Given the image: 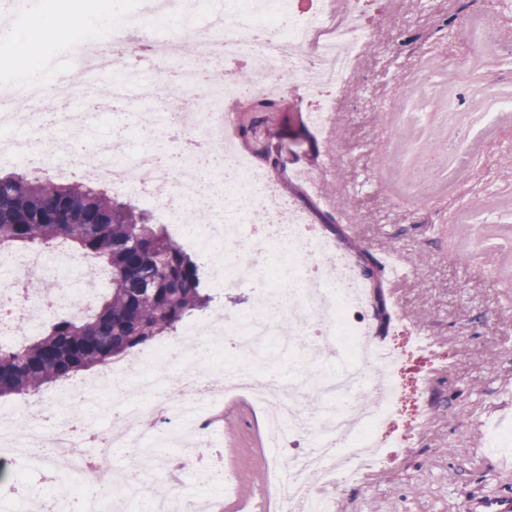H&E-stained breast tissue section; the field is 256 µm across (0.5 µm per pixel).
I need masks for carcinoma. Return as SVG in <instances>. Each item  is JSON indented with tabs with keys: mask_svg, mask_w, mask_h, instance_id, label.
I'll list each match as a JSON object with an SVG mask.
<instances>
[{
	"mask_svg": "<svg viewBox=\"0 0 512 512\" xmlns=\"http://www.w3.org/2000/svg\"><path fill=\"white\" fill-rule=\"evenodd\" d=\"M67 245L93 260L112 288L92 313L52 316L19 346H0V399L36 394L74 374L112 365L157 336H173L209 308L211 289L199 267L148 213L100 183L60 182L32 173L0 176V259L18 247Z\"/></svg>",
	"mask_w": 512,
	"mask_h": 512,
	"instance_id": "obj_1",
	"label": "carcinoma"
}]
</instances>
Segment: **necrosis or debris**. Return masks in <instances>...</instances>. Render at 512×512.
Returning <instances> with one entry per match:
<instances>
[{
  "mask_svg": "<svg viewBox=\"0 0 512 512\" xmlns=\"http://www.w3.org/2000/svg\"><path fill=\"white\" fill-rule=\"evenodd\" d=\"M197 7L196 0H114L112 13L118 21L112 39L93 42L81 36L73 45L83 52L85 67L112 75L118 86L136 78L124 61L129 52L151 56L163 73L172 61L156 23L190 16ZM361 31L358 0H322L320 8L306 11L296 0H224L223 11L209 24L188 29L192 61L180 69V87L182 99L193 105L176 113L166 141L179 148L182 139H195L223 157L224 198L236 205L231 221L201 190L194 153H181L178 173L159 170L148 183L141 172L150 164L149 155L127 153L120 138L109 142L107 155L81 151L91 132L90 117L41 112V104L70 98L82 73L68 84L50 87L23 80L15 91L0 92L1 163L19 159L36 173L103 182L113 192L144 200L154 223L173 225L180 245L207 257L214 290L259 286L248 308L190 322L151 357L108 369L91 382L64 385L49 398L0 408V452L29 469L42 468L52 456L80 471L84 463L75 451L91 440L100 466L110 464L115 449L131 446L142 470L149 471L157 449L175 446L190 432L199 450L169 456L168 469L194 465L229 493L235 488L232 473L209 462L204 452L216 422L208 410L228 395L247 394L266 414L268 486L279 512H330L322 488L358 483L410 445L420 406L417 397L403 395L404 365L415 359L436 373L445 353L421 331L401 322L393 326L383 342L394 364L387 367L381 386L362 390L361 421L351 426L342 401L359 388L371 361V331L364 316L367 286L331 240L308 233L301 211L287 202L268 208L276 193L274 182L250 157L223 143L226 100L257 101L299 87L332 90L322 111L311 115L312 124L325 129L340 104L336 93L354 67L353 47ZM252 54L263 56L266 65L248 84L228 76L223 85L201 86L199 65ZM9 264L13 276L0 283V342L20 343L32 317L78 316L93 301L92 293L76 285L81 258L63 252L53 262L33 252ZM285 325L291 331L286 338L281 335ZM229 337L236 354L248 360L261 356L268 341L278 340L282 350L298 357L303 384L287 385L255 368L230 377L212 375ZM308 397L326 404V416L313 433L306 429L303 402ZM77 405L92 413L105 411L111 427L96 432L74 417L44 420L51 410ZM403 413L408 420L396 427L395 419ZM302 438L309 441L307 451L281 466L284 447ZM74 492L82 512H135L140 502V484L129 476L96 487L83 480Z\"/></svg>",
  "mask_w": 512,
  "mask_h": 512,
  "instance_id": "necrosis-or-debris-1",
  "label": "necrosis or debris"
}]
</instances>
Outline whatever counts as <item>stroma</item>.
<instances>
[{
    "mask_svg": "<svg viewBox=\"0 0 512 512\" xmlns=\"http://www.w3.org/2000/svg\"><path fill=\"white\" fill-rule=\"evenodd\" d=\"M361 58L343 90L333 132L316 130L320 97L295 90L258 112L225 106V140L255 155L250 124L321 182L308 192L292 169L265 166L279 198L309 214L321 235L350 252L357 270L384 252L408 271L379 276L367 318L399 303L457 359L423 390L426 412L411 446L356 484L330 489L332 512H464L480 495L512 494V446L490 431L512 426V0H368ZM212 438L235 492L192 468L183 491L211 512H267L264 414L244 395L225 400Z\"/></svg>",
    "mask_w": 512,
    "mask_h": 512,
    "instance_id": "obj_1",
    "label": "stroma"
}]
</instances>
